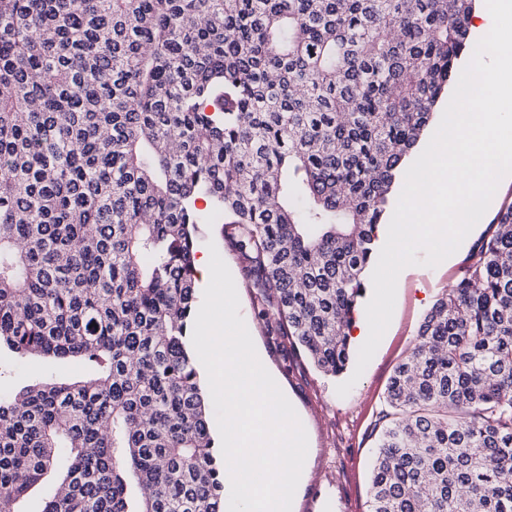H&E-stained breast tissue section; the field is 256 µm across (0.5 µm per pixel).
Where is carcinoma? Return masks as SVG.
Returning <instances> with one entry per match:
<instances>
[{
  "mask_svg": "<svg viewBox=\"0 0 512 512\" xmlns=\"http://www.w3.org/2000/svg\"><path fill=\"white\" fill-rule=\"evenodd\" d=\"M477 0H0V512H226L187 346L215 222L341 374L377 228ZM205 207H198V203ZM389 379L370 512H512V203ZM0 359L7 371L2 377L0 388L5 393L16 392L23 386L47 378L59 382L74 380L87 371V366L78 360H57L41 355L18 359L3 351Z\"/></svg>",
  "mask_w": 512,
  "mask_h": 512,
  "instance_id": "carcinoma-1",
  "label": "carcinoma"
}]
</instances>
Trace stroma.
I'll list each match as a JSON object with an SVG mask.
<instances>
[{
	"label": "stroma",
	"mask_w": 512,
	"mask_h": 512,
	"mask_svg": "<svg viewBox=\"0 0 512 512\" xmlns=\"http://www.w3.org/2000/svg\"><path fill=\"white\" fill-rule=\"evenodd\" d=\"M512 202V175L502 179L492 207L463 241L453 259L436 267L415 265L399 275L395 308L373 358L346 396H338L339 378L324 375L287 337L276 335L275 317L258 312L266 303L251 288L242 263L217 224L197 229L199 254L217 248L237 289L240 310L261 355L294 406L308 436L306 463L310 476L295 492L294 512H368L370 463L386 408L385 390L395 366L417 343L418 326L433 303L459 278L465 260L490 234L499 208ZM6 373L0 391L9 393L51 378L60 382L82 377L86 365L78 360H57L41 355L23 358L0 354Z\"/></svg>",
	"instance_id": "35a3bbf8"
}]
</instances>
